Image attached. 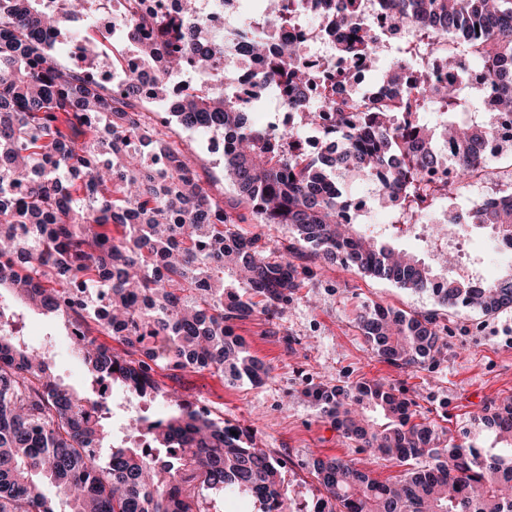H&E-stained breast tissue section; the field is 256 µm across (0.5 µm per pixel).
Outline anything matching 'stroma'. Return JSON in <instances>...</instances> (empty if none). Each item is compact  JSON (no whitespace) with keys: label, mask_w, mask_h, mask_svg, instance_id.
I'll use <instances>...</instances> for the list:
<instances>
[{"label":"stroma","mask_w":512,"mask_h":512,"mask_svg":"<svg viewBox=\"0 0 512 512\" xmlns=\"http://www.w3.org/2000/svg\"><path fill=\"white\" fill-rule=\"evenodd\" d=\"M169 136L209 179L211 195L233 214L251 215L250 203L224 179V159L208 139L171 126ZM0 302L22 316L26 342L53 352L54 369L77 391L90 381L70 350L63 317L46 316L24 304L11 289L0 288ZM381 304L407 312H438L447 325L445 346L418 368L394 366L373 352L355 324L358 313ZM236 332L271 368L265 384L230 383L209 371L157 370L166 389L224 422L249 428L256 443L284 462L282 477L294 503L306 504L320 486L311 469L332 457L356 462L382 482L403 476L404 466L376 460L338 432L305 394L317 385L345 386L380 380L412 404L419 418L433 422L454 440L462 430L489 438L480 422L487 409L512 396V312L493 316L477 309L439 311L432 296L344 268L324 265L317 280L300 288L287 313L275 321L254 316Z\"/></svg>","instance_id":"obj_1"}]
</instances>
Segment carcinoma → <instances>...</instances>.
I'll return each instance as SVG.
<instances>
[{
  "label": "carcinoma",
  "instance_id": "obj_1",
  "mask_svg": "<svg viewBox=\"0 0 512 512\" xmlns=\"http://www.w3.org/2000/svg\"><path fill=\"white\" fill-rule=\"evenodd\" d=\"M55 13L41 0H0V287L7 286L44 314L66 317L74 354L97 389L80 395L54 372L50 350L18 336L16 314L0 324V512H210L212 496L243 495L259 512H292L282 463L256 447L249 429L228 425L161 387L156 369L215 370L232 381L260 384L269 369L235 333L236 322L257 313L281 318L316 272L293 258L306 248L329 263L426 292L444 309H512V264L478 288L444 259L396 257L389 240L365 224L343 220L347 192L372 185L381 204L411 219L430 210L437 195L448 206L460 183L474 176L494 138L496 111L512 113V0H380L389 26L413 25L435 39L463 46L466 58L448 61V79L419 75L400 102L343 96L329 76L308 67L296 43L269 38L288 25L284 0H264L249 15L247 54L263 61L249 87L233 93L220 70L239 50L243 33L212 36L196 16L198 0H181L182 17L162 13L121 18L116 25L156 73L152 97L164 101L169 79L194 69L211 78L176 100L165 120L148 125L140 112L138 75L119 90L86 68L64 69L57 47L84 40L75 23L93 0H64ZM331 25L345 24L336 58L347 66L390 60L380 80L406 84L416 50L393 58L376 35L360 31L358 0L324 7ZM165 54L156 56L154 44ZM484 73L480 94L466 86V67ZM268 85L282 92L295 115L278 140L243 102ZM320 88L332 115L335 143L311 154L298 147L321 113L305 90ZM224 137V174L249 201L262 228L286 226L294 237L272 255L264 233L237 230L244 222L210 194L194 165L164 139L162 127ZM449 141L446 155L440 144ZM386 176L376 179L381 170ZM488 202L447 222L512 241V177ZM121 228L117 236L112 226ZM231 272L236 285H224ZM107 299L98 310L99 296ZM356 325L375 353L400 368L417 367L443 347L435 313H405L376 305ZM112 337L121 351L93 332ZM123 389L162 414L137 408L124 420L145 446L116 439L112 398ZM311 397L336 429L372 455L401 463L425 459L423 470L386 484L338 458L319 459L321 512H512V401L481 418L493 431L490 447L464 432L461 444L385 384L319 386ZM56 489L52 503L42 489Z\"/></svg>",
  "mask_w": 512,
  "mask_h": 512
}]
</instances>
